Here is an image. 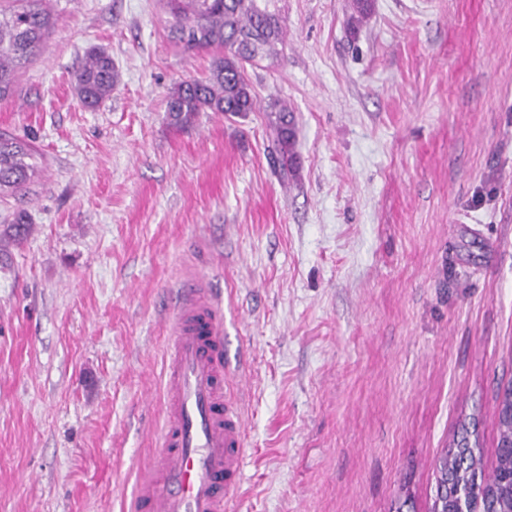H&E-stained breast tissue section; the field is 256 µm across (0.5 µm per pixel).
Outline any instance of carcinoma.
Returning a JSON list of instances; mask_svg holds the SVG:
<instances>
[{
    "label": "carcinoma",
    "instance_id": "1",
    "mask_svg": "<svg viewBox=\"0 0 512 512\" xmlns=\"http://www.w3.org/2000/svg\"><path fill=\"white\" fill-rule=\"evenodd\" d=\"M49 0H13L0 7V100L14 91L19 70L41 51L52 27ZM170 6V37L188 49L219 46L209 76L175 83L166 95V112L176 127L193 124L200 112H252L256 99L244 63L257 54L280 57L284 47L279 18L256 0H163ZM119 75L105 51L92 49L76 75L77 96L86 108L97 107L112 93ZM275 113L277 163L285 173L296 169L295 120L288 105L269 104ZM40 169L32 144L0 132V198L28 192ZM498 440L491 473H485L478 443L469 425L461 424L456 447L436 464L437 491L430 512H512V393L496 398Z\"/></svg>",
    "mask_w": 512,
    "mask_h": 512
}]
</instances>
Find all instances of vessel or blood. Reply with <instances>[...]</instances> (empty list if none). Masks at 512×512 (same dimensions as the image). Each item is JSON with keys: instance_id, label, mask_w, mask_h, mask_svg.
I'll return each instance as SVG.
<instances>
[{"instance_id": "obj_1", "label": "vessel or blood", "mask_w": 512, "mask_h": 512, "mask_svg": "<svg viewBox=\"0 0 512 512\" xmlns=\"http://www.w3.org/2000/svg\"><path fill=\"white\" fill-rule=\"evenodd\" d=\"M230 379L222 310L205 289H188L166 343L160 451L133 512H224L238 494L246 421Z\"/></svg>"}]
</instances>
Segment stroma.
<instances>
[{"label": "stroma", "instance_id": "stroma-1", "mask_svg": "<svg viewBox=\"0 0 512 512\" xmlns=\"http://www.w3.org/2000/svg\"><path fill=\"white\" fill-rule=\"evenodd\" d=\"M286 34L241 115L166 119L219 49L160 0H50L0 131L41 176L0 201V512H128L156 452L172 309L224 306L245 477L225 512H428L460 420L486 467L512 381V0H257ZM119 81L76 96L89 49ZM286 101L298 166L272 157ZM25 212L22 242L4 235Z\"/></svg>", "mask_w": 512, "mask_h": 512}]
</instances>
